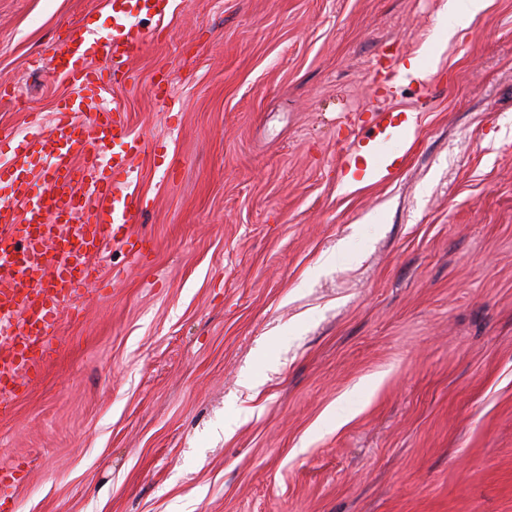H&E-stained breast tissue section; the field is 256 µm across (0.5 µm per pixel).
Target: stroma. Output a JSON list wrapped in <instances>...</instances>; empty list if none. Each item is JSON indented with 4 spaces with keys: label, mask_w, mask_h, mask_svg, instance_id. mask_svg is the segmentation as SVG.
I'll return each instance as SVG.
<instances>
[{
    "label": "stroma",
    "mask_w": 512,
    "mask_h": 512,
    "mask_svg": "<svg viewBox=\"0 0 512 512\" xmlns=\"http://www.w3.org/2000/svg\"><path fill=\"white\" fill-rule=\"evenodd\" d=\"M173 0L104 96L151 241L96 258L0 413L16 512H512V0ZM108 0H0V129L51 131L50 46ZM431 55L428 90L389 81ZM417 109L381 183L340 174ZM461 13L448 20V31L454 34L459 28H466L471 20L485 8V0H466ZM402 112L405 111L378 112L369 136L360 138L354 133L349 137V146L340 160L343 177L356 179L373 176L376 173V168L369 162L370 158L383 155L382 146L389 140L395 129L405 132L411 129L408 113ZM401 116L405 118L401 119Z\"/></svg>",
    "instance_id": "35a3bbf8"
}]
</instances>
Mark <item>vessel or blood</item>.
<instances>
[{"mask_svg": "<svg viewBox=\"0 0 512 512\" xmlns=\"http://www.w3.org/2000/svg\"><path fill=\"white\" fill-rule=\"evenodd\" d=\"M117 28L96 30L89 18L51 47L54 72L71 86L54 105V128L44 133L40 119L28 126L30 148L14 155L12 168L0 167L13 191L0 203V408L26 392L57 350L56 325L68 302L98 282L92 256L111 244L144 258L150 242L131 226L141 208L132 185L136 158L145 142L121 120L120 107H107L102 89L126 67L143 40L126 19L132 13L164 17L171 0H110ZM409 119L386 110L376 115L366 137L351 135L340 160L343 177L374 175L394 130H409ZM41 163L39 180L23 178ZM82 245L81 261L63 249L65 234ZM26 478L23 462L0 469V512H13L10 491Z\"/></svg>", "mask_w": 512, "mask_h": 512, "instance_id": "vessel-or-blood-1", "label": "vessel or blood"}]
</instances>
